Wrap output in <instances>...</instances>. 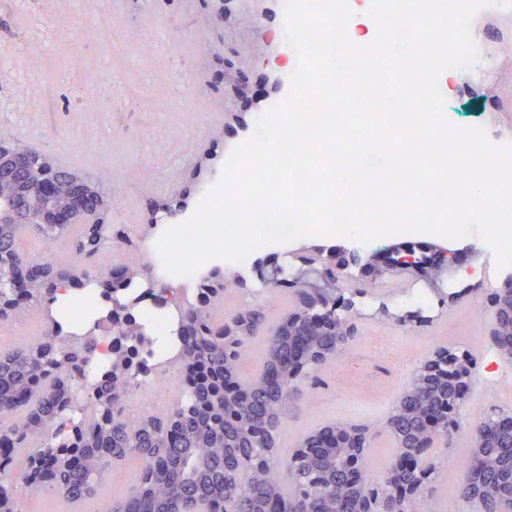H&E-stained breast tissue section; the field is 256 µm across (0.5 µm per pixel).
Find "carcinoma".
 I'll use <instances>...</instances> for the list:
<instances>
[{
    "label": "carcinoma",
    "instance_id": "cac0c4a2",
    "mask_svg": "<svg viewBox=\"0 0 512 512\" xmlns=\"http://www.w3.org/2000/svg\"><path fill=\"white\" fill-rule=\"evenodd\" d=\"M62 178L64 198L81 196L94 205L99 194L87 187L93 179L76 173ZM37 231L46 239L73 236L76 251L91 258L104 249L118 248L127 258H137L123 233L109 224H0V263L9 270L27 266L29 257L11 248L24 232ZM105 274L74 273L70 267L45 264L26 298L19 301L9 286L0 287V321L24 315L31 305L49 307L67 287H101ZM225 290L224 274L211 273L197 285L199 304L180 314L183 346L177 353L182 375L181 398L170 414L147 412L130 418L124 402L147 365L139 360V347L124 358L122 378L103 374L84 386L90 415L76 416L72 393L82 369L98 354L82 336L63 334L55 318L38 341L0 350V424L7 428V452L0 454V501L9 512H21V497L12 479L15 452L45 439L41 449L27 455L22 483L48 489L78 503L94 498L114 463L130 458L141 467L131 494L109 505V512H423L429 486L438 475L432 458L421 455L408 467L395 461L388 482L371 475V442L388 432L395 444L426 442L430 445L460 427V414L448 417V385L452 370L446 362L438 375L424 381L414 374L395 402L386 425L355 427L365 441L355 467L348 464L346 448H319L303 453L315 440H301L281 459L278 439L282 420L296 383L316 377L354 341L336 331L307 322L300 332H288L280 321L266 340L261 371L241 380L240 367L247 345L264 330L261 306L247 308V329L237 328L239 313L218 323L213 318V291ZM445 418L443 427L430 431L424 416ZM475 448L459 468L462 497L478 503L480 512H512V428L476 419ZM68 454L71 464L55 466L57 455Z\"/></svg>",
    "mask_w": 512,
    "mask_h": 512
}]
</instances>
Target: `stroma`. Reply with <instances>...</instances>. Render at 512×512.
Listing matches in <instances>:
<instances>
[{
	"instance_id": "stroma-1",
	"label": "stroma",
	"mask_w": 512,
	"mask_h": 512,
	"mask_svg": "<svg viewBox=\"0 0 512 512\" xmlns=\"http://www.w3.org/2000/svg\"><path fill=\"white\" fill-rule=\"evenodd\" d=\"M213 0H0V132L55 158L70 170L100 178L117 203L109 222L129 235L152 279L162 261L155 242L167 210L190 217L215 187L232 149L256 126L260 96L273 94L286 56L276 24L255 33V17L271 14L272 0H242L220 25L206 24ZM486 59L512 76V16L478 15ZM500 87L489 83L464 93L452 86L448 106L455 121L512 135V116L497 115ZM157 221L149 229V221ZM16 246L24 254L62 266L103 270L125 260L107 249L80 259L71 238L46 242L26 233ZM319 248L359 251L360 262L336 274V297L351 305L356 339L338 367L303 381L280 428L282 450L332 422L384 423L414 370L438 346L467 349L477 359L461 428L434 452L439 477L432 485V512H475L457 490L460 462L474 444L472 422L491 408L512 412V362L488 343L494 311L483 293L481 267L458 257L435 281L424 282L422 301L395 287L385 264L393 238L377 250L356 249L347 237H304L253 251L247 267L221 261L225 275L241 279L222 302L216 320L264 306L274 328L293 305L292 291L275 298L254 266L282 264L304 273L301 255ZM44 308L0 322V337L23 346L44 335ZM138 472L129 460L112 468L98 500L67 504L56 495L23 492V512H98L102 502L123 498Z\"/></svg>"
}]
</instances>
